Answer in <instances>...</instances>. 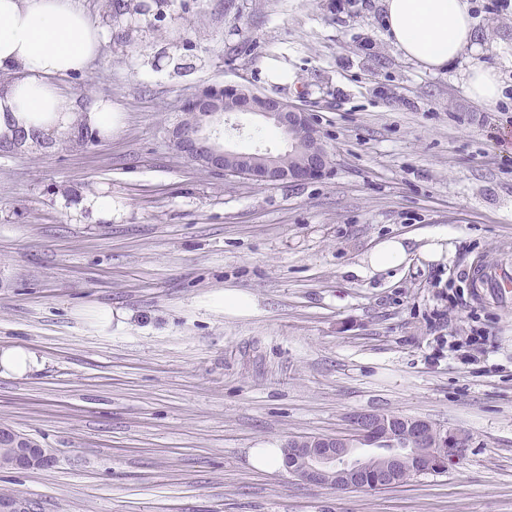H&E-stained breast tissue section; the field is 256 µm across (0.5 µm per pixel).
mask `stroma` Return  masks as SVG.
Wrapping results in <instances>:
<instances>
[{
	"label": "stroma",
	"instance_id": "1",
	"mask_svg": "<svg viewBox=\"0 0 512 512\" xmlns=\"http://www.w3.org/2000/svg\"><path fill=\"white\" fill-rule=\"evenodd\" d=\"M470 4L478 59L506 87L493 110L458 69L387 42L377 0H166L162 21L107 28L60 87L79 114L111 101L116 127L0 157V350L38 356L0 373V423L56 458L0 469V492L33 512H512V304L471 299L459 276L512 260V5ZM215 85L309 112L328 174L258 185L184 159L169 134ZM220 132L286 148L250 113ZM431 232L452 247L437 261ZM391 238L407 262L365 274ZM228 288L247 313L225 309ZM364 411L471 445L446 472L368 491L247 461Z\"/></svg>",
	"mask_w": 512,
	"mask_h": 512
}]
</instances>
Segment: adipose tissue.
I'll return each instance as SVG.
<instances>
[{"instance_id": "adipose-tissue-1", "label": "adipose tissue", "mask_w": 512, "mask_h": 512, "mask_svg": "<svg viewBox=\"0 0 512 512\" xmlns=\"http://www.w3.org/2000/svg\"><path fill=\"white\" fill-rule=\"evenodd\" d=\"M387 40L425 71L467 62V96L493 107L504 97L494 69L473 62L480 51L468 0H379ZM105 32L90 23L78 0H0V69L15 80L0 87V135L15 123L50 133L66 129L74 112L59 78L81 72L97 55Z\"/></svg>"}]
</instances>
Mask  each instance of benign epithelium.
I'll return each mask as SVG.
<instances>
[{
    "label": "benign epithelium",
    "instance_id": "7a95c632",
    "mask_svg": "<svg viewBox=\"0 0 512 512\" xmlns=\"http://www.w3.org/2000/svg\"><path fill=\"white\" fill-rule=\"evenodd\" d=\"M199 123L191 132L171 131L175 150L188 161L201 167L241 175L257 183H304L318 180L327 172V146L316 138L303 146L305 162L293 171H280L278 155L255 150L240 152L220 144L207 128L211 118L234 112H252L288 131L311 122L310 114L278 99L262 97L238 88L224 89V95L208 97L195 103ZM350 436H320L288 442L287 471L307 483L345 489H366L362 473L355 464L354 452L361 448H392L389 467L375 486L395 485V472L402 470L416 454H426L431 448H448V460H460L469 447V436L460 431L443 433L439 440L431 425L423 420L403 417L383 418L376 412L358 413L351 418ZM385 430L377 432L378 424ZM0 458L6 468L17 471L47 470L53 467L55 456L48 448L11 427H0ZM0 512H30L28 502L16 495L0 496Z\"/></svg>",
    "mask_w": 512,
    "mask_h": 512
}]
</instances>
